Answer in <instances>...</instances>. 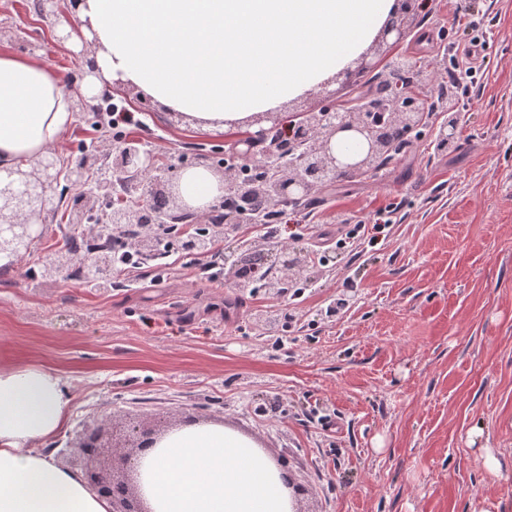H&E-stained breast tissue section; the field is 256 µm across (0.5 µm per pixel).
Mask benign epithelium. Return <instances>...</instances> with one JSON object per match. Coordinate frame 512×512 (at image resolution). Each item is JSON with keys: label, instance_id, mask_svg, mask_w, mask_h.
Segmentation results:
<instances>
[{"label": "benign epithelium", "instance_id": "7a95c632", "mask_svg": "<svg viewBox=\"0 0 512 512\" xmlns=\"http://www.w3.org/2000/svg\"><path fill=\"white\" fill-rule=\"evenodd\" d=\"M415 4L416 0H401L397 21L385 25L372 46L358 58L360 71L379 67L410 33L408 17ZM336 78L341 80L344 90L340 99L317 111L307 110L294 116L297 127L315 122V126L308 129L306 140L280 147L273 144L263 155L261 164L269 170L271 183H254L247 188L241 181L238 167H224V198L202 211L208 221H213L216 214L224 210L227 198L242 202L254 192H263L280 205H292L339 177L356 179L376 173L371 157L382 153L383 149L376 145L372 136V117L365 103L355 98L357 80L349 69L338 73ZM426 106L427 98L416 95L409 100L388 99L380 109L389 113L394 122L411 128L423 122ZM256 123L259 128L247 132L249 140L255 143L268 141L281 126L275 112L261 113ZM344 132H351L362 140L365 153L349 158L334 154L330 149L331 141ZM101 152L103 149L99 147L94 155L80 161L71 160L64 168L57 166L51 154L28 170H17L15 178L9 182L0 183V255L19 260L30 252L31 243L44 234L47 219L56 211L51 189L62 177L80 188L82 196V209L70 215V223L84 225V233L97 238L110 239L117 225L145 220L147 225L134 240L133 247L147 251L156 237V225L174 223L182 215L190 216L192 221L198 219L194 209L184 203L148 215L142 196L124 200L111 212L98 211L100 199L111 195L115 183L124 176L164 175L156 166L152 150L142 142L131 141L112 147V177L93 182L91 174L102 164ZM270 258L291 273L304 265L301 254L291 247L271 250ZM128 438L132 451L120 453L118 448L112 447L103 430L86 434L79 444L85 459V480L98 496L112 504V512H151L140 493L137 465L145 452L158 444L161 435L152 429L133 428Z\"/></svg>", "mask_w": 512, "mask_h": 512}]
</instances>
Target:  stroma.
Instances as JSON below:
<instances>
[{"mask_svg": "<svg viewBox=\"0 0 512 512\" xmlns=\"http://www.w3.org/2000/svg\"><path fill=\"white\" fill-rule=\"evenodd\" d=\"M491 33L486 71L447 153L421 144L377 175L333 183L283 208L282 237L312 254L350 222L389 212L375 247L312 260L301 297L251 292L184 255L161 279L113 275L105 290L37 277L64 246L50 226L21 262L0 267V367L60 374L73 411L51 443L81 470L83 426L167 432L194 419L237 429L284 462L297 512H512V0H430L398 49ZM47 25L0 44L74 72ZM114 102L139 111L129 138L162 166L223 157L236 130L209 134L132 86ZM291 316L287 334L270 319ZM494 453L499 470L485 465Z\"/></svg>", "mask_w": 512, "mask_h": 512, "instance_id": "35a3bbf8", "label": "stroma"}]
</instances>
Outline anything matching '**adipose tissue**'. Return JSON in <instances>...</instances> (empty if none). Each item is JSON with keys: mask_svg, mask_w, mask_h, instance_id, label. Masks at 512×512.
<instances>
[{"mask_svg": "<svg viewBox=\"0 0 512 512\" xmlns=\"http://www.w3.org/2000/svg\"><path fill=\"white\" fill-rule=\"evenodd\" d=\"M398 0H78L60 18L72 46L93 43L85 97L132 85L195 128L249 126L352 66ZM74 120L63 78L38 56L0 48V179L64 142ZM180 195L211 204L223 183L180 172ZM63 378L34 364L0 369V512H110L78 472L43 445L67 424ZM151 512H294L283 470L236 430L193 424L165 435L142 460Z\"/></svg>", "mask_w": 512, "mask_h": 512, "instance_id": "obj_1", "label": "adipose tissue"}]
</instances>
